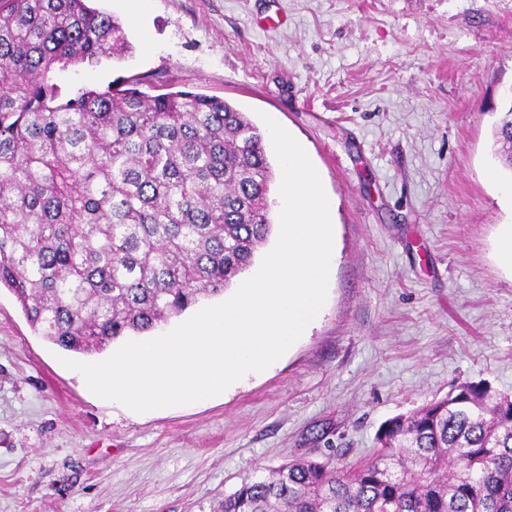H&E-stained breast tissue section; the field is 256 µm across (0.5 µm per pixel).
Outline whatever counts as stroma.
Instances as JSON below:
<instances>
[{
    "label": "stroma",
    "instance_id": "stroma-1",
    "mask_svg": "<svg viewBox=\"0 0 512 512\" xmlns=\"http://www.w3.org/2000/svg\"><path fill=\"white\" fill-rule=\"evenodd\" d=\"M132 52L57 70L62 94L136 78L266 113L336 206L325 312L210 401L132 413L88 389L0 288V512H216L257 470L374 452L457 382L512 395V207L494 131L512 0H95ZM497 168L500 179L485 178Z\"/></svg>",
    "mask_w": 512,
    "mask_h": 512
}]
</instances>
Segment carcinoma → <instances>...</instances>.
<instances>
[{
    "instance_id": "carcinoma-1",
    "label": "carcinoma",
    "mask_w": 512,
    "mask_h": 512,
    "mask_svg": "<svg viewBox=\"0 0 512 512\" xmlns=\"http://www.w3.org/2000/svg\"><path fill=\"white\" fill-rule=\"evenodd\" d=\"M131 49L88 0H0V287L86 355L224 292L273 225L263 134L228 101L50 80ZM219 512H512V396L457 383L385 421L370 458L293 460Z\"/></svg>"
}]
</instances>
